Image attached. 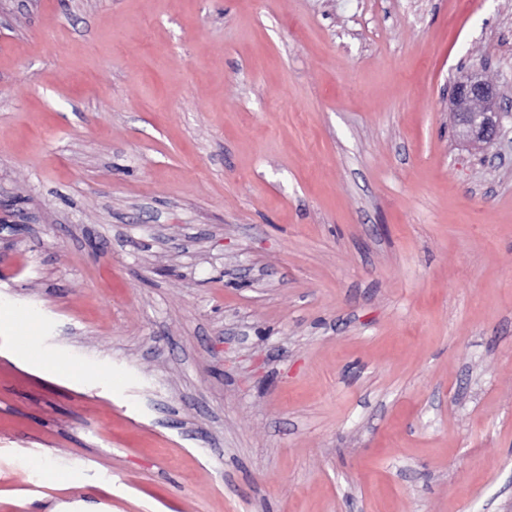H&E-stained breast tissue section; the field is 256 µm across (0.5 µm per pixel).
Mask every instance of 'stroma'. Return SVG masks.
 Instances as JSON below:
<instances>
[{"instance_id":"1","label":"stroma","mask_w":512,"mask_h":512,"mask_svg":"<svg viewBox=\"0 0 512 512\" xmlns=\"http://www.w3.org/2000/svg\"><path fill=\"white\" fill-rule=\"evenodd\" d=\"M512 0H0V512H512ZM502 91L498 81L486 72L458 77L451 85L450 112L454 137L475 150H485L500 143L509 132L506 112H501Z\"/></svg>"}]
</instances>
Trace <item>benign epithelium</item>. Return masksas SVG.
<instances>
[{"label":"benign epithelium","mask_w":512,"mask_h":512,"mask_svg":"<svg viewBox=\"0 0 512 512\" xmlns=\"http://www.w3.org/2000/svg\"><path fill=\"white\" fill-rule=\"evenodd\" d=\"M501 96L498 81L486 72L455 79L451 85L454 137L481 151L500 143L509 134L506 113L500 110Z\"/></svg>","instance_id":"obj_1"}]
</instances>
